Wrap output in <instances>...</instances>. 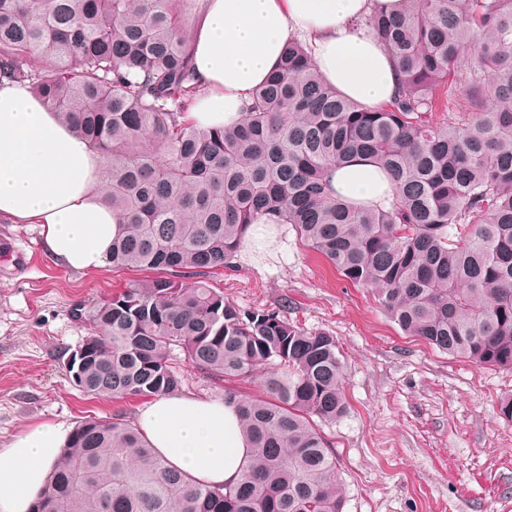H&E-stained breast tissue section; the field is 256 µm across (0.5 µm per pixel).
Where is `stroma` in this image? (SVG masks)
Returning <instances> with one entry per match:
<instances>
[{
    "instance_id": "obj_1",
    "label": "stroma",
    "mask_w": 512,
    "mask_h": 512,
    "mask_svg": "<svg viewBox=\"0 0 512 512\" xmlns=\"http://www.w3.org/2000/svg\"><path fill=\"white\" fill-rule=\"evenodd\" d=\"M1 238L12 256L0 261V448L41 424L73 427L117 409L135 417L138 401L80 395L63 354L86 334L73 305L146 272L69 268L48 252L37 224L0 219ZM207 283L241 308L283 306L301 327L338 339L349 409L322 430L344 512H512V422L498 411L512 395V371L404 336L369 289L345 281L287 224L252 225Z\"/></svg>"
}]
</instances>
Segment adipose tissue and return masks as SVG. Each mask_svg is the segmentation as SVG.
Segmentation results:
<instances>
[{"label":"adipose tissue","mask_w":512,"mask_h":512,"mask_svg":"<svg viewBox=\"0 0 512 512\" xmlns=\"http://www.w3.org/2000/svg\"><path fill=\"white\" fill-rule=\"evenodd\" d=\"M186 34L201 90L191 117L223 128L240 120L251 94L275 69L289 40L310 48L323 80L360 105L390 103L400 75L365 24L401 0H192ZM103 157L28 86L0 80V217L41 225L49 251L71 268L109 263L118 218L102 201ZM338 199L382 205L387 174L356 159L330 174ZM140 432L174 467L200 483L236 482L252 450L233 404L169 394L137 412ZM69 430L38 425L0 448V512H30L45 491Z\"/></svg>","instance_id":"obj_1"}]
</instances>
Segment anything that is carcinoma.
Wrapping results in <instances>:
<instances>
[{
    "instance_id": "cac0c4a2",
    "label": "carcinoma",
    "mask_w": 512,
    "mask_h": 512,
    "mask_svg": "<svg viewBox=\"0 0 512 512\" xmlns=\"http://www.w3.org/2000/svg\"><path fill=\"white\" fill-rule=\"evenodd\" d=\"M405 2L366 21L400 73L389 104L343 97L291 41L241 121L213 129L188 117L200 92L188 0H0V78L30 84L106 158L110 263L157 273L72 307L90 327L66 367L73 386L114 400L175 394V347L220 388L267 370L263 396L224 388L253 448L237 483L193 480L115 410L75 427L31 512H343L317 425L348 410L336 337L243 310L200 280L254 224L292 225L406 335L512 370V0ZM354 158L390 176L388 207L336 199L328 173Z\"/></svg>"
}]
</instances>
